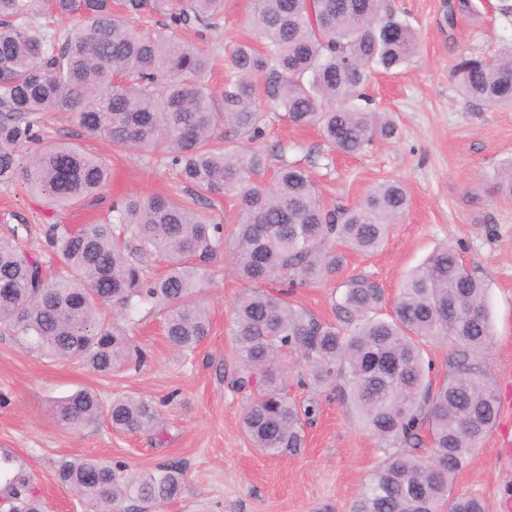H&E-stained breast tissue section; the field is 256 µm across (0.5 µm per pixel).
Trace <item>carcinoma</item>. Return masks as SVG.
Listing matches in <instances>:
<instances>
[{
    "label": "carcinoma",
    "instance_id": "obj_1",
    "mask_svg": "<svg viewBox=\"0 0 512 512\" xmlns=\"http://www.w3.org/2000/svg\"><path fill=\"white\" fill-rule=\"evenodd\" d=\"M222 5L186 0L169 19L183 29H216ZM147 7L149 0H0V180L19 174L32 193L61 209L108 185L105 158L76 144L48 143L19 166L20 152L43 139L30 117L54 111L76 115L89 135L115 147L156 156L179 184L169 196L112 208L113 222L79 230L49 225L46 245L65 265L52 279L19 243L0 241V327L54 359L79 360L108 376L144 354L106 311L132 313L150 302L163 313L169 345L193 352L211 330L198 286L226 262L253 284L236 300L229 326L236 347L230 384L248 394L241 424L253 447L276 455L304 445L313 412L289 399L281 373L288 353L298 352L313 382L344 379L366 429L403 444L386 453L351 512H485L481 499L452 492L499 412L487 374L471 360L492 336L486 283L463 268L459 253L441 248L414 270L388 318L376 316L383 293L364 278L337 285L340 325L292 304L286 290L260 287L334 279L345 261L336 244L376 251L405 211L407 192L387 180L356 206L327 208L309 172L285 160L270 185L250 182L268 160L258 77L289 122L316 126L331 149L356 154L395 133L384 113L358 100L372 69H398L418 51L414 29L385 0H255L263 47L232 48L218 107L206 80V49L129 25ZM69 16L82 25L63 34L40 22ZM451 73L464 99L512 109V43L493 58L463 52ZM221 125L246 145L212 148ZM496 186L512 198L511 157L500 163ZM226 197L235 206L228 235L195 209L202 199ZM152 257L166 262L164 274L147 273L143 259ZM441 336L459 349L454 374L434 389L422 343ZM53 414L76 432L106 420L116 431L149 433L160 420L148 399L126 396L104 406L88 390L57 401ZM425 424L430 449L418 455L412 449ZM14 462L0 455V512H44L31 476ZM56 477L96 512H124L126 498L155 508L186 487L179 462L122 482L116 465L62 458Z\"/></svg>",
    "mask_w": 512,
    "mask_h": 512
}]
</instances>
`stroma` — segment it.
Masks as SVG:
<instances>
[{"label":"stroma","mask_w":512,"mask_h":512,"mask_svg":"<svg viewBox=\"0 0 512 512\" xmlns=\"http://www.w3.org/2000/svg\"><path fill=\"white\" fill-rule=\"evenodd\" d=\"M445 0H388L417 32L419 50L399 73H373L365 93L369 106L387 113L393 139L374 142L359 154L330 153L316 129L284 118L276 98L264 93L267 142L275 156L306 166L326 204L351 207L380 182L397 179L410 205L393 224L378 252L348 253L337 280L363 277L383 291L381 316H389L405 277L443 246L456 247L467 268L487 285L494 324L490 344L473 361L485 371L500 401V416L480 440L454 492L483 499L486 512H507L512 499V199L495 194L500 160L512 157V110L464 102L450 80L455 57L465 51L491 54L512 40V19L500 0H466L454 25L444 21ZM254 0H224L219 28L198 43L214 58L208 80L221 91L235 42L256 37ZM42 128L58 142L98 151L112 166L110 185L94 199L67 210L33 196L22 178L0 182V239L16 224L26 248L49 274L59 272L47 251L50 224L79 228L112 215L113 205L132 197L165 194L172 177L141 153L89 138L75 115L43 112ZM295 288L291 301L328 321L335 320L336 282ZM244 284L228 270L206 280L200 293L212 320L210 335L194 355L174 352L159 314L140 311L129 326L145 357L139 368L94 373L77 362L47 356L31 342L0 332V449L13 452L31 475L47 512H94L62 487L55 475L60 458H95L122 464L131 479L168 461L183 465V496L158 512H350L352 502L385 456V442L367 432L343 385L312 383L297 354H289L284 385L317 414L305 427L306 442L294 453L273 457L254 448L240 429L247 403L230 387L235 345L227 332ZM95 391L103 403L129 395L152 400L163 413L162 435L119 433L108 423L84 432L61 426L55 400L79 389Z\"/></svg>","instance_id":"1"}]
</instances>
